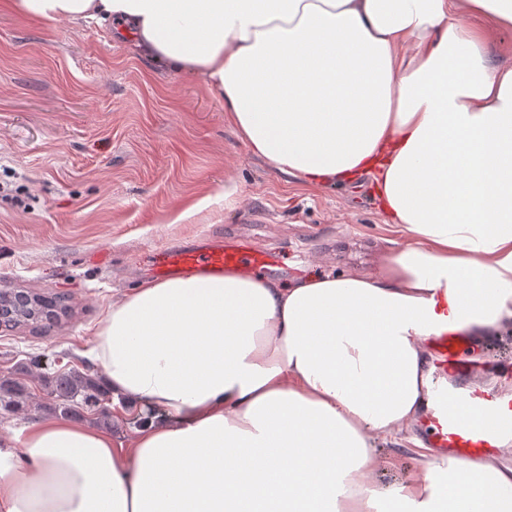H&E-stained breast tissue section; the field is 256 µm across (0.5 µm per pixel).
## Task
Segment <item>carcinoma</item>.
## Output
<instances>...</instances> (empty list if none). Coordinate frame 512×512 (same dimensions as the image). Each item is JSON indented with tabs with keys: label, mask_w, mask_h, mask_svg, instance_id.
Masks as SVG:
<instances>
[{
	"label": "carcinoma",
	"mask_w": 512,
	"mask_h": 512,
	"mask_svg": "<svg viewBox=\"0 0 512 512\" xmlns=\"http://www.w3.org/2000/svg\"><path fill=\"white\" fill-rule=\"evenodd\" d=\"M43 394L51 408L64 416L87 413L99 422L112 420L110 392L93 374L59 367L40 376ZM31 399L27 384L11 376L0 377V406L18 411Z\"/></svg>",
	"instance_id": "obj_1"
}]
</instances>
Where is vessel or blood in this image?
<instances>
[{"instance_id":"obj_1","label":"vessel or blood","mask_w":512,"mask_h":512,"mask_svg":"<svg viewBox=\"0 0 512 512\" xmlns=\"http://www.w3.org/2000/svg\"><path fill=\"white\" fill-rule=\"evenodd\" d=\"M271 253L249 248L244 244H219L203 251L172 250L158 263V275L176 271L185 274L207 272L223 274L232 268L246 275L262 273L273 267ZM434 366L433 403L423 420L429 447L440 457H454L461 461H479L497 453L505 443L504 436L487 429L483 420L495 416L512 421V393L488 389L469 378L475 368L465 352L468 340L441 322L438 335L429 337ZM465 405L470 422H462L458 405Z\"/></svg>"}]
</instances>
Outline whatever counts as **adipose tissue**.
I'll return each mask as SVG.
<instances>
[{
  "label": "adipose tissue",
  "instance_id": "adipose-tissue-1",
  "mask_svg": "<svg viewBox=\"0 0 512 512\" xmlns=\"http://www.w3.org/2000/svg\"><path fill=\"white\" fill-rule=\"evenodd\" d=\"M214 88L276 173L370 175L408 241L372 275L143 280L95 337L129 447L64 418L0 442V512H512V458L436 460L426 339L512 329V67L459 22L512 0H12ZM417 450L383 486L376 444Z\"/></svg>",
  "mask_w": 512,
  "mask_h": 512
}]
</instances>
